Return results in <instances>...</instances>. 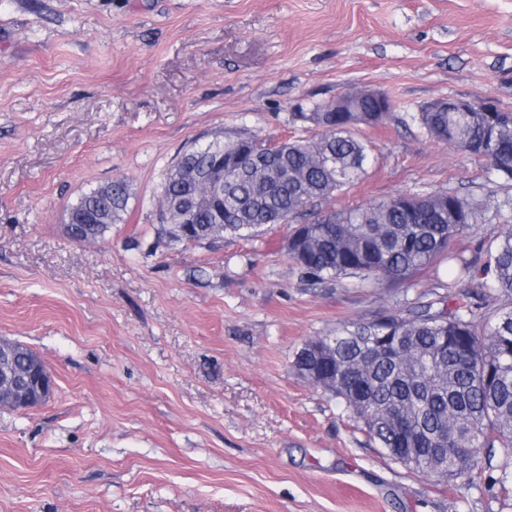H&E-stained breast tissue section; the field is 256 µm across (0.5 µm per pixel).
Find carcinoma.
Masks as SVG:
<instances>
[{
    "label": "carcinoma",
    "mask_w": 512,
    "mask_h": 512,
    "mask_svg": "<svg viewBox=\"0 0 512 512\" xmlns=\"http://www.w3.org/2000/svg\"><path fill=\"white\" fill-rule=\"evenodd\" d=\"M319 112H294L317 131L312 138L290 139L278 149L257 146L258 139L224 142V153L246 150L241 166L224 172V217L216 222L199 208L196 226L226 237L254 238L289 217L305 215L365 172L368 141L362 128L384 124L388 112H338L336 125L323 128ZM427 136L468 156H481L497 181L512 183L511 112H416L401 118ZM128 189L112 183L103 195L94 189L73 208L103 216L101 224L66 227L73 238H100L127 210ZM502 230L482 249L483 262L452 250V242L471 227L470 211L446 192L398 194L351 209L328 220H308L290 238L302 242L289 252L303 277L331 285L342 279L363 287L384 280L404 281L437 269L448 259V293L435 300L419 293L413 301L368 323H344L334 336H316L309 348L336 340L333 368L340 373L323 388L340 400L369 440L394 461L439 481L462 480L477 487L489 479L509 492L512 468L492 465V450L512 449V201L497 209ZM479 281L481 291L461 294ZM510 299L477 313L489 302ZM37 354L15 344V367L24 371ZM396 411L398 427L387 418Z\"/></svg>",
    "instance_id": "1"
}]
</instances>
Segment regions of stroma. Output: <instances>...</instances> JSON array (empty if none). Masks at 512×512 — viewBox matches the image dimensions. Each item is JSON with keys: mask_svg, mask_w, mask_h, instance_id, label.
<instances>
[{"mask_svg": "<svg viewBox=\"0 0 512 512\" xmlns=\"http://www.w3.org/2000/svg\"><path fill=\"white\" fill-rule=\"evenodd\" d=\"M364 90L394 122L321 212L405 192L476 204V255L512 184L398 116L437 98L512 110V0H0V338L46 361L51 397L0 409V512H512L489 483L391 460L292 368L343 322L433 289V272L310 286L292 222L187 245L159 220L194 143L304 135L295 112ZM125 182L121 223L72 241L67 211Z\"/></svg>", "mask_w": 512, "mask_h": 512, "instance_id": "obj_1", "label": "stroma"}]
</instances>
